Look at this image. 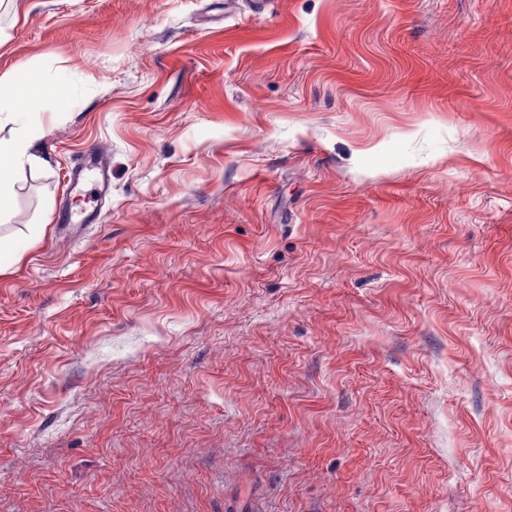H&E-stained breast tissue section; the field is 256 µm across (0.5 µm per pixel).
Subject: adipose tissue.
I'll list each match as a JSON object with an SVG mask.
<instances>
[{
  "label": "adipose tissue",
  "instance_id": "adipose-tissue-1",
  "mask_svg": "<svg viewBox=\"0 0 512 512\" xmlns=\"http://www.w3.org/2000/svg\"><path fill=\"white\" fill-rule=\"evenodd\" d=\"M42 134L40 128H30L26 133H17L9 127L7 120L0 118V218L6 216L16 195L15 170L33 163L29 153L33 140Z\"/></svg>",
  "mask_w": 512,
  "mask_h": 512
}]
</instances>
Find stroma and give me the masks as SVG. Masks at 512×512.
I'll return each instance as SVG.
<instances>
[{
  "label": "stroma",
  "instance_id": "35a3bbf8",
  "mask_svg": "<svg viewBox=\"0 0 512 512\" xmlns=\"http://www.w3.org/2000/svg\"><path fill=\"white\" fill-rule=\"evenodd\" d=\"M20 5L0 512H512V0Z\"/></svg>",
  "mask_w": 512,
  "mask_h": 512
}]
</instances>
